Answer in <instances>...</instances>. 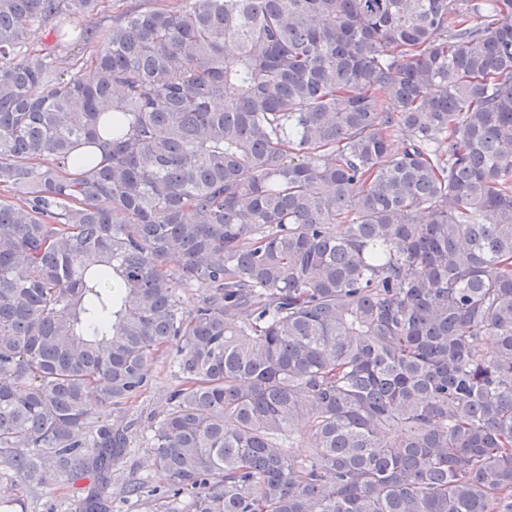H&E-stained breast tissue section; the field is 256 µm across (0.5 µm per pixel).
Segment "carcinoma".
<instances>
[{
    "instance_id": "obj_1",
    "label": "carcinoma",
    "mask_w": 512,
    "mask_h": 512,
    "mask_svg": "<svg viewBox=\"0 0 512 512\" xmlns=\"http://www.w3.org/2000/svg\"><path fill=\"white\" fill-rule=\"evenodd\" d=\"M101 2L0 0V481L171 351L152 512H512V0Z\"/></svg>"
}]
</instances>
